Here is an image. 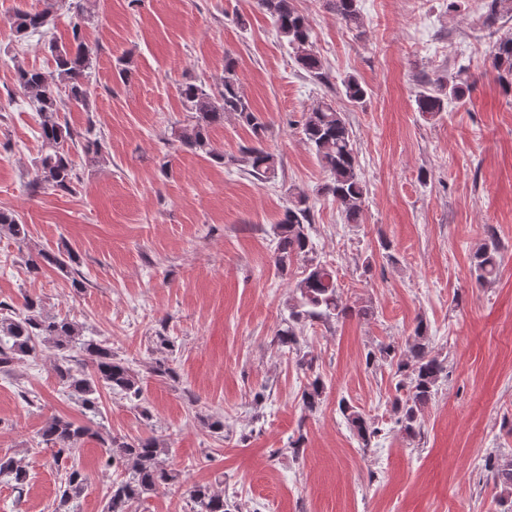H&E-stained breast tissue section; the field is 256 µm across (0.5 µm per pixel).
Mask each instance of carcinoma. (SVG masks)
Masks as SVG:
<instances>
[{"label": "carcinoma", "mask_w": 512, "mask_h": 512, "mask_svg": "<svg viewBox=\"0 0 512 512\" xmlns=\"http://www.w3.org/2000/svg\"><path fill=\"white\" fill-rule=\"evenodd\" d=\"M257 7L268 13L274 21L279 38L288 43L301 67L312 77H322V63L312 49L313 26L311 20L299 13L292 0H256ZM330 9L336 18L350 30L363 24L359 0H329ZM52 23L51 10L19 11L12 26L18 36L29 33H44ZM49 50L55 69L52 74L19 66L15 81L19 89L34 105L39 115L40 137L44 149L37 158L31 186L37 189L52 188L71 192L77 174L71 158V146L77 144L80 134L67 122L62 113L71 107L90 109L91 91L88 84L89 70L93 66L92 51L85 42L80 24L72 29V40L68 43L52 42ZM491 66L498 71L499 81L506 92L512 91V38L496 41L490 56ZM345 96L360 103L368 91L353 76L341 81ZM467 82H450L448 85L420 92L416 99L421 112H442L445 99H460L464 96ZM185 110L192 113L186 125L171 129L172 142L195 154L215 162H224V154L212 144L211 128L224 124V115L234 114L239 122L253 133L264 129V123L256 113L251 101L240 91L236 60L224 58V76L217 84L205 81L187 82L178 88ZM302 139L327 173L324 193L332 198L346 223H360L366 193L357 154L354 150L353 132L344 113L338 111L330 101H322L306 113L301 127ZM83 149L87 154H99L103 148L101 138L84 136ZM240 162L244 171L258 180L275 177L276 161L272 152L262 146L244 149ZM313 213L308 196L303 191L294 193V199L285 207L282 217L273 227L277 236L273 264L277 274L288 275L294 261L305 263L302 277L294 287L296 304L291 307L292 322L275 333L274 340L290 350L299 345L295 324L301 321L329 322L353 312L361 317L371 314L368 306L357 310L343 304L341 287L334 273L326 264L311 257L313 246L310 229ZM0 226L8 230L18 242L27 238L26 225L16 215L0 210ZM74 261L71 251L52 254L45 252L40 259L31 261L30 270L39 272L48 265L61 271ZM478 284L483 285L496 275L500 265V248L495 234L489 242L479 247L472 256ZM428 323L419 316L415 320L413 333L405 346L384 344L377 351L366 355V363L376 359L389 360L396 365V372L403 376L396 391L400 395L392 401L395 423L410 438L421 435V417L424 409L437 394V386L446 367L444 360L434 354L427 336ZM54 351L57 362L54 371L57 377L76 396L84 413H98L99 388H108L122 394L137 407L143 400V387L139 373L126 362L112 354V349L94 340H87L75 322L56 320L46 316L40 301L27 297L18 310L0 317V372H7L14 361L36 354L40 347ZM75 354L90 359V370L72 365ZM324 383L316 376L301 393L304 410L315 411L321 403ZM339 410L350 429L363 447H368L380 429L375 423L352 406L348 401L338 403ZM96 432L70 420L55 417L41 430V441L56 450V454H71L77 451L80 442ZM104 448L105 467L122 469L125 477L112 483L105 512H132L134 504L144 495L162 486L177 481L179 474L162 465L161 458L169 455L156 438L127 439L99 437ZM485 470L491 474L494 487L499 489L497 503L508 506L512 512V456L502 458L488 456ZM8 479L15 488L24 487L29 478L22 461L15 457H0V477ZM86 478L78 468L66 472L63 486L59 490V505L55 512H73L72 505L84 491ZM191 504V512H237L236 505L207 486L191 485L185 489Z\"/></svg>", "instance_id": "obj_1"}]
</instances>
